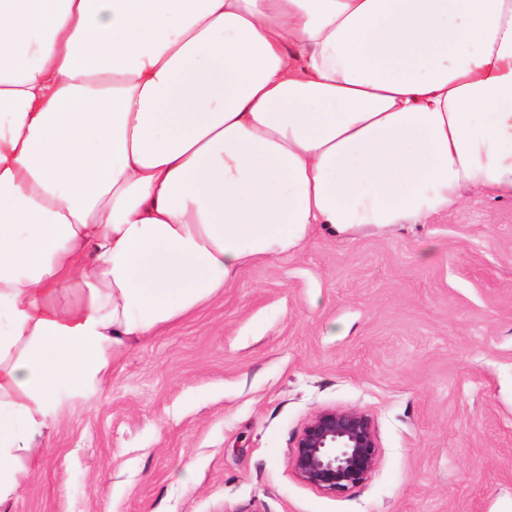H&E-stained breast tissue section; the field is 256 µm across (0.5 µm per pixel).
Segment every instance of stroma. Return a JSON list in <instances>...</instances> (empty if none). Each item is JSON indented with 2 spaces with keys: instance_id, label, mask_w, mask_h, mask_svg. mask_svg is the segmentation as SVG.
Listing matches in <instances>:
<instances>
[{
  "instance_id": "obj_1",
  "label": "stroma",
  "mask_w": 512,
  "mask_h": 512,
  "mask_svg": "<svg viewBox=\"0 0 512 512\" xmlns=\"http://www.w3.org/2000/svg\"><path fill=\"white\" fill-rule=\"evenodd\" d=\"M333 406L380 445L336 497L291 461ZM37 446L0 512H512V199L315 230L135 344Z\"/></svg>"
}]
</instances>
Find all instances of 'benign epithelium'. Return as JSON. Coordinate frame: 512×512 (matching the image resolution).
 <instances>
[{
  "label": "benign epithelium",
  "mask_w": 512,
  "mask_h": 512,
  "mask_svg": "<svg viewBox=\"0 0 512 512\" xmlns=\"http://www.w3.org/2000/svg\"><path fill=\"white\" fill-rule=\"evenodd\" d=\"M291 459L295 476L322 494L336 496L360 487L379 461L373 421L358 410L323 408L298 435Z\"/></svg>",
  "instance_id": "1"
}]
</instances>
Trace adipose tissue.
Segmentation results:
<instances>
[{
  "label": "adipose tissue",
  "mask_w": 512,
  "mask_h": 512,
  "mask_svg": "<svg viewBox=\"0 0 512 512\" xmlns=\"http://www.w3.org/2000/svg\"><path fill=\"white\" fill-rule=\"evenodd\" d=\"M469 189L512 198V0H0V501L253 261Z\"/></svg>",
  "instance_id": "ef3b65f1"
}]
</instances>
